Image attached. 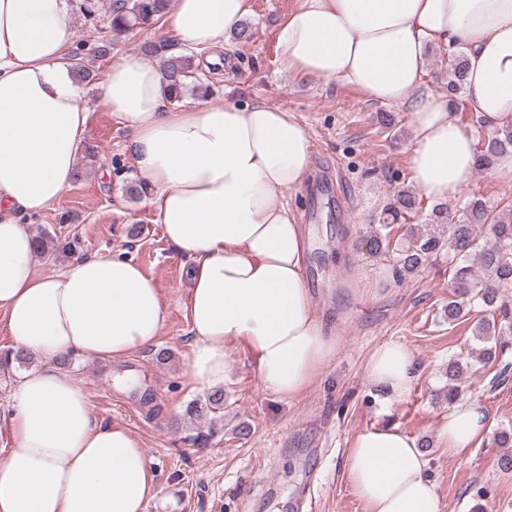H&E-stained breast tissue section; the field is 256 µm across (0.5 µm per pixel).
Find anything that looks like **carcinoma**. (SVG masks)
Listing matches in <instances>:
<instances>
[{"instance_id":"cac0c4a2","label":"carcinoma","mask_w":512,"mask_h":512,"mask_svg":"<svg viewBox=\"0 0 512 512\" xmlns=\"http://www.w3.org/2000/svg\"><path fill=\"white\" fill-rule=\"evenodd\" d=\"M170 8V0H115L111 5L109 29L119 35L137 26L160 22ZM81 48L69 54L75 78L82 82L93 79V71L81 63ZM170 100L178 101L187 91L207 95L210 86L196 73L191 57L171 58L164 63ZM466 55L457 47L448 52V97L454 98L466 89ZM512 147V125H506L476 153V166L487 169L498 154ZM418 212L416 197L409 191L398 192L374 218L367 240L368 255L388 263L396 277L405 279L420 271L431 256L448 254V272L455 293L448 298L443 313L448 325L461 323L469 314H482L477 337L490 342L477 353L468 352V360L448 361V383L434 390L435 400L452 404L463 396L462 381L473 357L482 366H492L512 351V219L488 208L482 199L471 198L466 205L449 213L435 205L429 215L430 228L421 235L393 240V225ZM224 390L215 389L204 402H195L189 414L221 413ZM499 448L507 449L497 465L504 472L512 471V431L501 429L493 435Z\"/></svg>"}]
</instances>
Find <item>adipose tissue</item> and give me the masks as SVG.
Instances as JSON below:
<instances>
[{
  "label": "adipose tissue",
  "instance_id": "adipose-tissue-1",
  "mask_svg": "<svg viewBox=\"0 0 512 512\" xmlns=\"http://www.w3.org/2000/svg\"><path fill=\"white\" fill-rule=\"evenodd\" d=\"M249 11V0H173L168 19L182 44L217 54ZM72 36L67 0H0V332L48 362L21 375L13 393L0 512H144L158 493L141 441L98 422L83 386L51 365L69 353L108 362L152 347L165 316L155 282L130 258L78 257L53 274L36 266L26 219L70 188L88 127L83 92L63 62ZM432 44L463 47L479 119L491 128L512 120V0H302L277 33L289 71L407 107L414 184L446 203L475 171V140L448 97L418 90ZM164 86L161 69L129 54L112 64L101 97L132 129L146 201L189 264L185 383L222 385L233 342L252 354L265 392L299 396L336 354L306 285L304 236L289 204L310 172L308 130L295 113L261 102L175 109ZM367 377L401 397L414 356L384 344ZM487 423L480 405L460 401L440 436L457 454L485 438ZM347 459L364 512H442L421 449L398 427L359 432Z\"/></svg>",
  "mask_w": 512,
  "mask_h": 512
}]
</instances>
